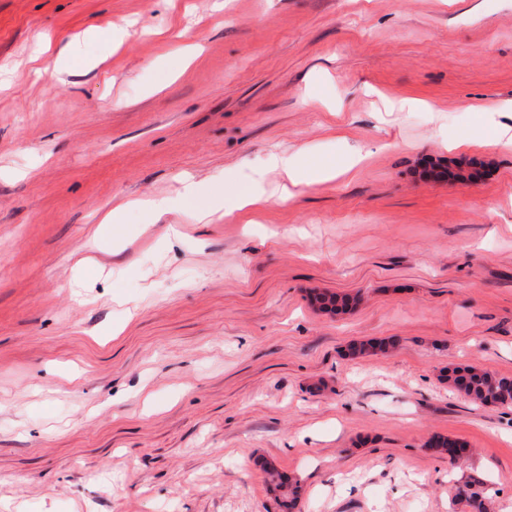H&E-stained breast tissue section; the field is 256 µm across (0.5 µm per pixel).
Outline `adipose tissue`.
Returning <instances> with one entry per match:
<instances>
[{
  "instance_id": "obj_1",
  "label": "adipose tissue",
  "mask_w": 512,
  "mask_h": 512,
  "mask_svg": "<svg viewBox=\"0 0 512 512\" xmlns=\"http://www.w3.org/2000/svg\"><path fill=\"white\" fill-rule=\"evenodd\" d=\"M271 173L283 179L281 197L287 200L302 187L336 178L339 171L335 165L312 159L303 150L293 153L274 151L263 159L248 183L238 185L226 181L219 191L205 192L198 183L187 182L176 196L146 197L137 201L136 208L148 225L157 223L163 215L179 208L211 221L234 219L247 209L269 200L266 177Z\"/></svg>"
}]
</instances>
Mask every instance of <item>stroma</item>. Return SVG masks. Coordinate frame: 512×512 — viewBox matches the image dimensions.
<instances>
[{
  "label": "stroma",
  "mask_w": 512,
  "mask_h": 512,
  "mask_svg": "<svg viewBox=\"0 0 512 512\" xmlns=\"http://www.w3.org/2000/svg\"><path fill=\"white\" fill-rule=\"evenodd\" d=\"M214 5L0 0V512H280L265 461L294 512H470L471 475L504 512L512 408L444 374L512 377V145L452 146L512 122V0ZM112 23L118 48L83 40ZM69 36L71 74L31 63ZM349 144L359 165L289 201L173 212L80 263L114 209L133 229L137 199ZM316 291L363 300L331 316ZM367 340L389 348L350 359Z\"/></svg>",
  "instance_id": "1"
}]
</instances>
